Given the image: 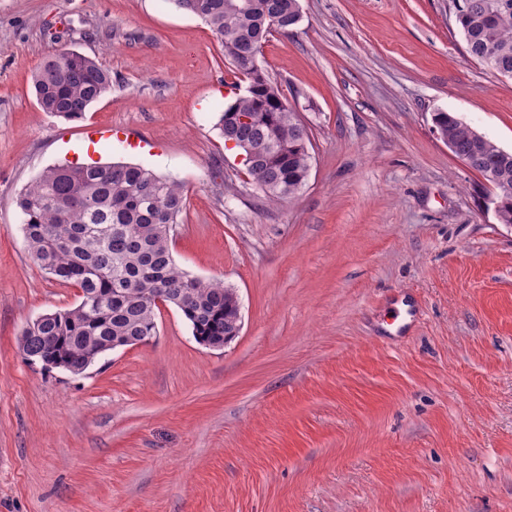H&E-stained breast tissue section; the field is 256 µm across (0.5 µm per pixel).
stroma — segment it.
Returning <instances> with one entry per match:
<instances>
[{
  "label": "stroma",
  "mask_w": 512,
  "mask_h": 512,
  "mask_svg": "<svg viewBox=\"0 0 512 512\" xmlns=\"http://www.w3.org/2000/svg\"><path fill=\"white\" fill-rule=\"evenodd\" d=\"M262 65L306 124L300 193L269 202L215 127L237 80L173 0H0V512H512V227L433 130L454 113L512 152V79L471 61L452 0H300ZM66 48L111 93L42 112ZM81 162L179 180L184 271L234 287L241 330L198 344L157 312L84 374L24 360L78 290L25 246L16 200L88 128Z\"/></svg>",
  "instance_id": "obj_1"
}]
</instances>
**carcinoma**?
<instances>
[{"mask_svg":"<svg viewBox=\"0 0 512 512\" xmlns=\"http://www.w3.org/2000/svg\"><path fill=\"white\" fill-rule=\"evenodd\" d=\"M210 28L232 71L251 74V62L238 55L244 35L258 32L254 48L262 56L273 33L288 35L299 23L293 14L274 30L263 16L269 0H253L249 13L226 8L227 0H172ZM455 22L468 56L488 70L512 78V0H452ZM32 84L40 109L66 120L83 118L88 108L112 91V71L95 59L60 49L35 70ZM249 113L255 127H237L231 116ZM435 127L470 160V169L491 182L499 222L512 224V152L499 148L459 117L435 113ZM216 127L246 153L262 141L274 150L260 155L249 172L269 200L294 197L305 185L312 155L307 127L288 106L266 73L236 95L220 112ZM182 184L141 165L100 163L53 165L19 195L27 250L56 280L73 284L87 302L46 313L19 338L24 359L42 369L86 371L110 344L123 345L157 335L154 297L174 305L197 342L224 345L240 331L239 301L233 288L181 270L169 247L171 233L186 209Z\"/></svg>","mask_w":512,"mask_h":512,"instance_id":"obj_1","label":"carcinoma"}]
</instances>
